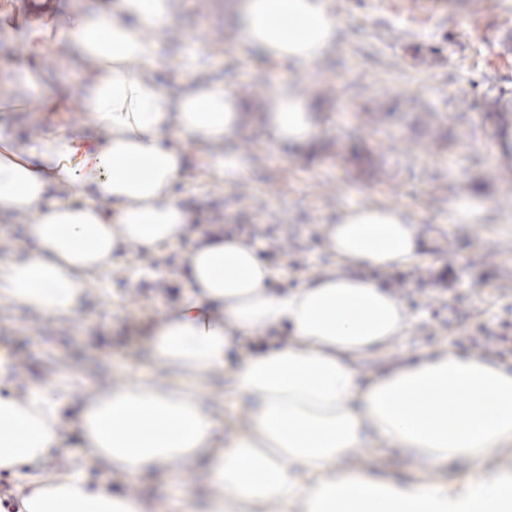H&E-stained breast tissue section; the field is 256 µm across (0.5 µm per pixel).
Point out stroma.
Listing matches in <instances>:
<instances>
[{
    "instance_id": "obj_1",
    "label": "stroma",
    "mask_w": 512,
    "mask_h": 512,
    "mask_svg": "<svg viewBox=\"0 0 512 512\" xmlns=\"http://www.w3.org/2000/svg\"><path fill=\"white\" fill-rule=\"evenodd\" d=\"M239 0H180L158 36L162 57L178 68L153 72L166 90L191 72L240 92L262 110L279 68L242 48ZM331 0L341 24L336 49L314 70H294L299 93L314 96L325 127L310 145L271 147L255 124L224 145L249 167L247 178L225 183L206 162L211 147L183 140L186 166L177 186L199 223L240 228L257 238L262 256L286 290L317 278L334 263L324 228L341 212L392 205L415 216L423 247L413 264L381 274L406 302L411 328L392 351L372 357V373L402 355L449 346L446 320L457 314L493 323L512 318V0ZM41 0H0V78L32 63L21 30L42 19ZM202 42L210 51L195 52ZM40 93L0 106V127L23 147L58 122ZM472 108L457 109L459 98ZM369 109L384 110L366 123ZM443 116L430 122L428 110ZM478 201V223L449 222L451 201ZM24 214L0 217V265L30 248ZM186 244L147 256L131 249L89 285L78 313L65 321L32 317L0 306V358L19 395L62 386L67 440L50 465L72 467L90 484L135 494L157 512H183L172 485L112 480L83 464L76 421L93 386L123 380L138 338L161 314L188 296L182 278Z\"/></svg>"
}]
</instances>
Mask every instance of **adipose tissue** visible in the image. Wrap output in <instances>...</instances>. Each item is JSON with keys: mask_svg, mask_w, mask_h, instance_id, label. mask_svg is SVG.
Segmentation results:
<instances>
[{"mask_svg": "<svg viewBox=\"0 0 512 512\" xmlns=\"http://www.w3.org/2000/svg\"><path fill=\"white\" fill-rule=\"evenodd\" d=\"M178 0L73 7L57 27L24 33L33 53L68 50L82 81L91 135L49 127L24 149L0 128V216L31 218L27 256L0 266V304L68 318L92 279L133 245L148 252L191 238L188 299L141 336L157 370L96 385L78 413L86 465L180 489L186 512H512V475L490 464L512 447V370L442 349L364 379L360 362L404 337L399 296L373 279L414 262L418 227L403 209L355 207L325 229L336 270L287 293L245 239L196 226L175 197L187 138L220 145L250 123L242 95L203 78L171 93L143 77L160 67L156 38ZM241 44L306 69L331 53L340 26L329 0H244ZM283 74L264 112L271 145L314 141V99ZM66 192L52 202L49 190ZM290 325L287 345L260 350L230 374L249 407L224 434L209 402L243 339ZM60 387L0 394V472L39 466L63 447ZM399 452L409 477L347 468L360 448ZM464 464L462 478L444 468ZM199 484L188 485V472ZM19 512H154L141 497L89 487L66 470L30 478Z\"/></svg>", "mask_w": 512, "mask_h": 512, "instance_id": "ef3b65f1", "label": "adipose tissue"}]
</instances>
